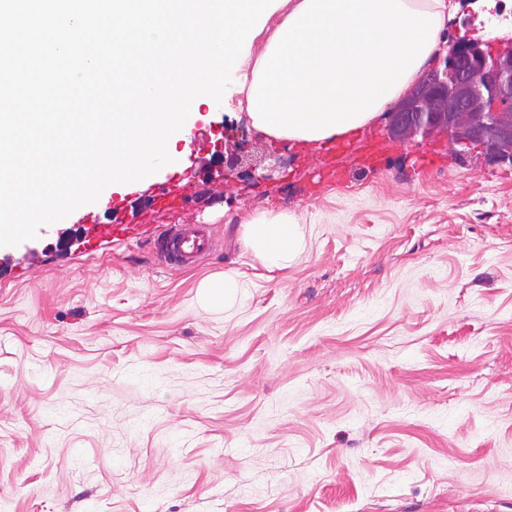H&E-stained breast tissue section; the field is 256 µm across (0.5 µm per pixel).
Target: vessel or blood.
Wrapping results in <instances>:
<instances>
[{"label":"vessel or blood","mask_w":512,"mask_h":512,"mask_svg":"<svg viewBox=\"0 0 512 512\" xmlns=\"http://www.w3.org/2000/svg\"><path fill=\"white\" fill-rule=\"evenodd\" d=\"M324 151L331 159L326 167V177L337 184L347 183L348 173L344 167L333 164V157L355 151L372 166L379 165L383 157V151L375 141L360 140L352 135L327 142ZM191 196V188L176 179L157 183L148 199L149 209L162 212L169 224L167 233L154 240L156 254L165 266L195 265L212 248L210 231L203 225L192 223L187 216V201Z\"/></svg>","instance_id":"1"}]
</instances>
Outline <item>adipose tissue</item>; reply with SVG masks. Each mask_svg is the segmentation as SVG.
<instances>
[{
	"mask_svg": "<svg viewBox=\"0 0 512 512\" xmlns=\"http://www.w3.org/2000/svg\"><path fill=\"white\" fill-rule=\"evenodd\" d=\"M457 10L449 0H291L239 73L246 110L268 135L321 142L364 126L433 58ZM248 248L284 269L302 244L292 217L244 222Z\"/></svg>",
	"mask_w": 512,
	"mask_h": 512,
	"instance_id": "adipose-tissue-1",
	"label": "adipose tissue"
}]
</instances>
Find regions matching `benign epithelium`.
<instances>
[{
    "instance_id": "benign-epithelium-1",
    "label": "benign epithelium",
    "mask_w": 512,
    "mask_h": 512,
    "mask_svg": "<svg viewBox=\"0 0 512 512\" xmlns=\"http://www.w3.org/2000/svg\"><path fill=\"white\" fill-rule=\"evenodd\" d=\"M502 48L481 40L448 45L443 68H430L385 115L387 132L399 138L447 133L456 154L483 146L501 162H512V37Z\"/></svg>"
}]
</instances>
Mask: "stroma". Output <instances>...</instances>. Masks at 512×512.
I'll use <instances>...</instances> for the list:
<instances>
[{"instance_id":"35a3bbf8","label":"stroma","mask_w":512,"mask_h":512,"mask_svg":"<svg viewBox=\"0 0 512 512\" xmlns=\"http://www.w3.org/2000/svg\"><path fill=\"white\" fill-rule=\"evenodd\" d=\"M219 122L260 181L177 142L197 269L146 238L81 254L102 207L0 247V512H512V163L433 134L320 186V144L236 96L193 117ZM280 212L305 246L268 269L242 222Z\"/></svg>"}]
</instances>
